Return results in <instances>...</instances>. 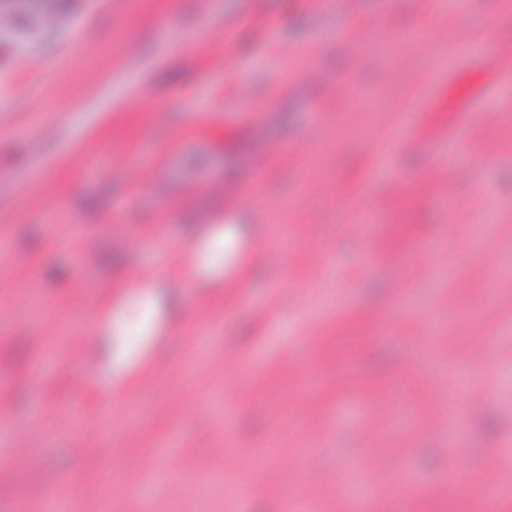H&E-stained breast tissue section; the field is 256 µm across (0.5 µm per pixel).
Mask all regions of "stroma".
Here are the masks:
<instances>
[{"instance_id":"1","label":"stroma","mask_w":512,"mask_h":512,"mask_svg":"<svg viewBox=\"0 0 512 512\" xmlns=\"http://www.w3.org/2000/svg\"><path fill=\"white\" fill-rule=\"evenodd\" d=\"M341 3L0 45V512H512V0ZM240 211L238 281L102 364ZM160 268L156 267L143 276L142 283L137 288H143L134 293L124 304L123 310L114 321L112 313H103L98 321L105 332L111 337L106 351L113 360H122L130 355V349L125 336H129L132 328L138 331L139 336H158L162 319L163 302L154 290L158 288Z\"/></svg>"}]
</instances>
